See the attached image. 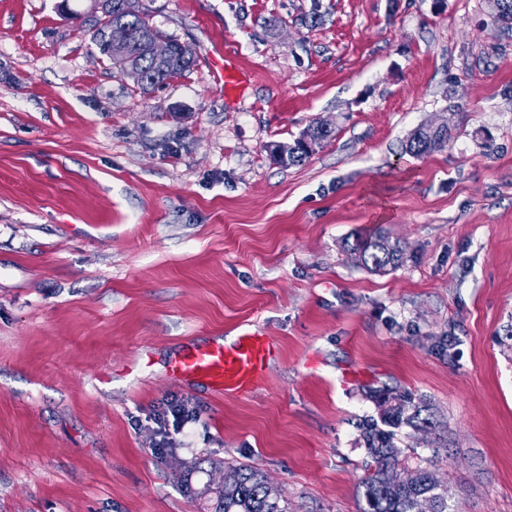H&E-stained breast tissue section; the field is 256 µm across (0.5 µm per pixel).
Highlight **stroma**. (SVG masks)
Segmentation results:
<instances>
[{"instance_id": "obj_1", "label": "stroma", "mask_w": 512, "mask_h": 512, "mask_svg": "<svg viewBox=\"0 0 512 512\" xmlns=\"http://www.w3.org/2000/svg\"><path fill=\"white\" fill-rule=\"evenodd\" d=\"M144 2L195 53L146 93L94 44L91 0H0V512H198L206 460L216 482L257 466L288 512H360L389 393L428 405L394 443L452 512H512V32L491 0ZM449 109L451 144L407 154ZM320 120L305 163L274 161ZM377 227L399 266L350 250ZM253 331L278 352L250 395L171 378L187 346ZM170 395L197 419L155 455Z\"/></svg>"}]
</instances>
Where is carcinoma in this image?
Returning a JSON list of instances; mask_svg holds the SVG:
<instances>
[{
    "label": "carcinoma",
    "mask_w": 512,
    "mask_h": 512,
    "mask_svg": "<svg viewBox=\"0 0 512 512\" xmlns=\"http://www.w3.org/2000/svg\"><path fill=\"white\" fill-rule=\"evenodd\" d=\"M114 24L127 26L135 35L126 55L112 54L108 31ZM148 31L163 36L150 24L149 9L141 0H110L108 8L98 17L93 34V41L112 62L113 68L130 75L144 90L181 74L193 63L192 49L174 39L175 63L167 68L160 67L143 42ZM453 134L452 125L434 135L421 134L408 139L405 151L412 157L427 156L446 148ZM351 250L359 255L363 265L374 270L395 267L401 260L397 243L380 234L357 238ZM382 406V422L387 429H379L375 423L362 428L365 447L375 466L363 482L366 507L361 512H421L427 502L435 512H451L448 489L441 481L426 468L398 463L400 449L394 445L395 430L404 425L418 426L422 421V408L402 395L384 397ZM266 482L265 475L253 465H230L222 482L216 484L208 480L200 488L189 487V492L200 504V512H288V505L281 496H267Z\"/></svg>",
    "instance_id": "carcinoma-1"
}]
</instances>
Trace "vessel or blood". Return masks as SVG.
Here are the masks:
<instances>
[{
    "label": "vessel or blood",
    "instance_id": "obj_1",
    "mask_svg": "<svg viewBox=\"0 0 512 512\" xmlns=\"http://www.w3.org/2000/svg\"><path fill=\"white\" fill-rule=\"evenodd\" d=\"M274 353L273 342L253 332L228 345L188 347L171 361L169 373L179 381L205 383L220 394L244 395L262 379Z\"/></svg>",
    "mask_w": 512,
    "mask_h": 512
}]
</instances>
